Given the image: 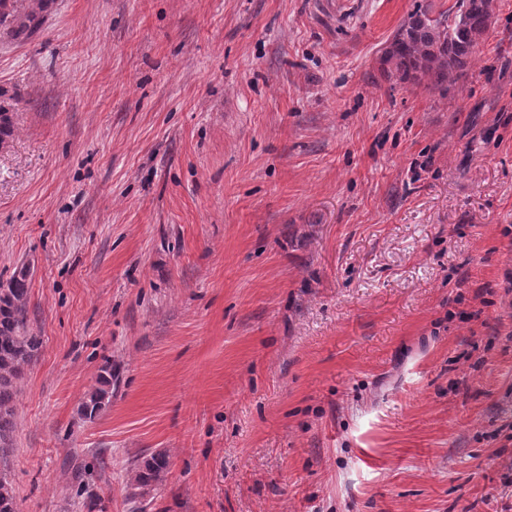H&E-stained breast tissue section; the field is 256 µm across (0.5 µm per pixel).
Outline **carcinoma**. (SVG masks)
Wrapping results in <instances>:
<instances>
[{
    "instance_id": "obj_1",
    "label": "carcinoma",
    "mask_w": 512,
    "mask_h": 512,
    "mask_svg": "<svg viewBox=\"0 0 512 512\" xmlns=\"http://www.w3.org/2000/svg\"><path fill=\"white\" fill-rule=\"evenodd\" d=\"M494 0H456L454 8L431 16L432 6L421 5L395 34L383 64L387 75L403 83L442 87L464 75L480 40L490 28ZM23 266L0 282V512H18L9 460L14 450V401L24 367L37 356L42 339L27 330V281ZM118 379L112 359L104 358L97 386L86 395L80 415L94 421L112 402V381ZM169 466L162 453L135 466L128 485L133 497L149 494Z\"/></svg>"
}]
</instances>
